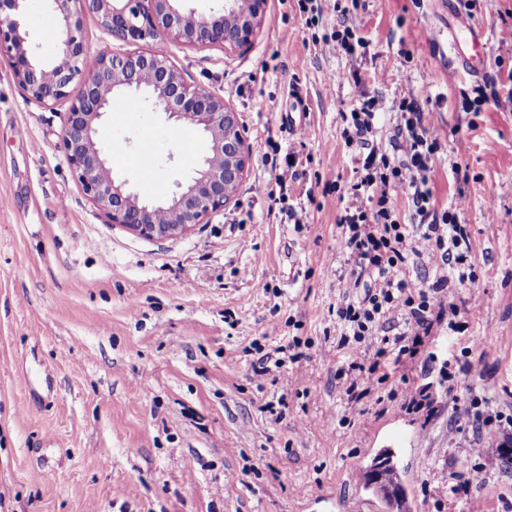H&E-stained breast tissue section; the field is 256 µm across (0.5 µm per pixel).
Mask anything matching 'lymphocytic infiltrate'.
Returning a JSON list of instances; mask_svg holds the SVG:
<instances>
[{
	"mask_svg": "<svg viewBox=\"0 0 512 512\" xmlns=\"http://www.w3.org/2000/svg\"><path fill=\"white\" fill-rule=\"evenodd\" d=\"M359 7L360 0H350L346 6L334 4L341 20L330 37L324 38L325 47H341L352 57L367 54L368 43L351 18ZM397 109L396 131L405 142L401 156L380 149L375 141L376 99L358 95L354 108L343 117L346 146L362 148L364 154L358 160L350 201L338 226L343 247L352 259L349 280L363 285L364 294L338 306L336 315L345 327L341 346L359 344L373 353L371 364L350 363L353 375L343 381V392L348 401H359L356 373H375L388 355H396L411 368L423 365L434 378L410 396L408 408L432 417L441 405L452 404L457 414L475 426L473 453L492 465L498 449L512 446V416H504L491 405H480L477 399H461L447 362L439 361L429 349L434 325L457 314L446 292L448 276L440 274L433 284L424 285L405 275L408 261L425 256L440 258L445 266L464 264L467 257L460 254L459 247L466 232L455 213L435 207L429 173L440 143L431 135L424 112L408 97L399 100ZM398 192L408 196L419 218L416 227L401 221L394 205ZM397 317L403 321V331L385 335L386 324Z\"/></svg>",
	"mask_w": 512,
	"mask_h": 512,
	"instance_id": "obj_1",
	"label": "lymphocytic infiltrate"
}]
</instances>
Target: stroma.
<instances>
[{"label": "stroma", "mask_w": 512, "mask_h": 512, "mask_svg": "<svg viewBox=\"0 0 512 512\" xmlns=\"http://www.w3.org/2000/svg\"><path fill=\"white\" fill-rule=\"evenodd\" d=\"M448 6L362 0L354 23L369 48L357 59L321 51L339 18L328 8L309 21L297 0H268L242 49L169 46L188 84L238 113L251 163L224 209L162 241L105 222L61 149L68 102H29L0 56V512H308L326 497L355 502L362 490L347 471L370 468L369 448L389 435L421 451L415 512H465V500L446 495L449 474L480 462L465 418L406 412L421 376L402 365L366 380L356 403L336 379L350 351L335 308L359 294L337 227L357 155L341 115L358 93L377 99L385 145L409 96L442 145L430 186L468 233L474 275L449 270L465 329L435 326L432 350L449 361L459 395L512 413V0ZM49 15L33 0L22 21L46 59L57 52ZM452 24L483 32L481 75L444 53ZM299 97L295 129L287 114ZM125 105L113 103L102 147L136 190L167 195L196 167L202 141L184 142L161 114L120 120ZM146 127L147 178L136 160ZM289 155L296 177L283 193L272 164ZM257 183L266 195L253 194ZM292 335L302 359L256 377L244 347L256 340L267 352ZM28 369L50 376V398L30 401L19 378ZM483 478L486 512H512V459Z\"/></svg>", "instance_id": "35a3bbf8"}]
</instances>
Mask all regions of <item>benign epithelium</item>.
<instances>
[{"label": "benign epithelium", "mask_w": 512, "mask_h": 512, "mask_svg": "<svg viewBox=\"0 0 512 512\" xmlns=\"http://www.w3.org/2000/svg\"><path fill=\"white\" fill-rule=\"evenodd\" d=\"M30 0H0V48L9 54L17 85L34 103L48 107L70 101L61 140L67 161L93 205L110 224L156 240L183 236L224 207L250 165V151L237 113L224 98L189 85L157 45L248 46L259 29L268 0H224L220 12L182 7L183 0H47L58 23L59 49L48 63L30 48L22 18ZM132 50L97 55L85 71L86 44L81 9ZM151 43L140 51L141 43ZM82 79L76 97L71 85ZM128 95L175 124H190L203 137L204 154L194 175L176 183L171 197L150 201L112 170L100 147L99 128L118 95ZM167 219L159 223L157 214Z\"/></svg>", "instance_id": "obj_1"}]
</instances>
